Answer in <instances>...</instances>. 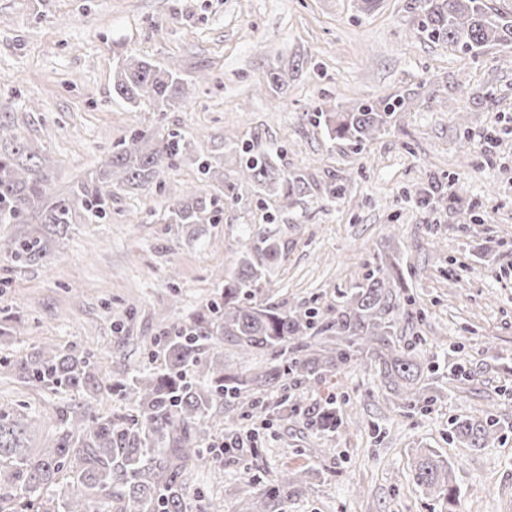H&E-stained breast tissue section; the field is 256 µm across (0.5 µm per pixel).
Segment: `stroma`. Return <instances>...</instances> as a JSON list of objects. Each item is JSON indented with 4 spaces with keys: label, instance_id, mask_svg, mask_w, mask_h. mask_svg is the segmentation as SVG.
Instances as JSON below:
<instances>
[{
    "label": "stroma",
    "instance_id": "stroma-1",
    "mask_svg": "<svg viewBox=\"0 0 512 512\" xmlns=\"http://www.w3.org/2000/svg\"><path fill=\"white\" fill-rule=\"evenodd\" d=\"M0 0V151L27 143L50 160L49 187L70 193L135 129L171 130L193 156L159 185L114 188L104 219L78 214L51 264L17 267L0 256V407L31 418V443L55 431V411L78 393L34 386L15 369L56 344L92 356L98 409L134 413L119 384L165 370L168 327L220 292L244 237L285 248L262 298L327 308L388 257L404 270L411 303L397 337L423 367L430 404L389 393L373 366L355 361L331 382L308 381L292 398L331 401L344 428L321 432L293 415L282 394L262 414L241 407L205 426L200 446L259 428L245 458L203 455L186 512L200 504L237 512L245 480H289L278 512H512V46L478 57L417 30L410 0ZM179 68L188 103L134 109L112 93L119 58ZM284 71L279 101L262 90ZM401 99L388 131L362 145L330 138L316 109ZM272 153L310 183L293 202L244 191L220 223L169 224V205L200 186L197 161L237 178L240 145ZM346 186L327 197V182ZM455 207L422 205L432 183ZM479 216L462 225L466 210ZM462 365L466 380L451 373ZM491 417L486 448L453 442L458 417ZM453 467L455 497L414 480L421 450Z\"/></svg>",
    "mask_w": 512,
    "mask_h": 512
}]
</instances>
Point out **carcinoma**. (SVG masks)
Masks as SVG:
<instances>
[{
	"instance_id": "cac0c4a2",
	"label": "carcinoma",
	"mask_w": 512,
	"mask_h": 512,
	"mask_svg": "<svg viewBox=\"0 0 512 512\" xmlns=\"http://www.w3.org/2000/svg\"><path fill=\"white\" fill-rule=\"evenodd\" d=\"M423 16L428 36L477 55L489 45L512 44V18L495 12L486 0H412ZM113 91L137 108L145 99L160 112L178 109L189 98L187 81L178 69L162 68L142 59L117 63ZM404 103L376 106L357 102L344 112H327L326 126L336 137L359 146L386 131ZM190 157V143L174 132L136 130L118 142L89 180L74 189V199L57 198L45 184L48 159L21 142L0 154V224L20 226L0 238V255L18 266L51 262L53 243L74 223V202L88 217H98L112 196V185L148 187ZM239 176L230 180L220 163L198 164L218 194L195 189L168 208V224H215L219 198L237 200L243 190L273 191L284 200L309 188L306 176L276 166L271 154L239 159ZM35 217L38 224L28 223ZM284 244L262 236L243 244L235 272L224 277L222 297L198 310L189 322L172 324L174 337L165 347L166 372L132 376L120 385L135 401L132 417L99 414L94 394L95 362L66 353L56 345L41 349L35 359L16 368L36 386L69 387L83 391L77 405L58 411L51 442L37 451L30 446L31 421L21 412L0 409V512H186V500L198 447L195 430L221 412H232L250 400L263 408L260 394L268 388L297 389L310 379L337 376L358 355L376 365L381 383L408 399L419 393V364L395 340L398 317L410 304L397 261L369 269L353 288L339 294L326 311L303 309L286 302L253 304L261 281L282 256ZM220 341L241 356L273 351L288 357L261 372H228L219 356H205ZM193 368L209 381L202 388L186 376ZM317 430L333 432L343 415L333 403L291 406ZM497 423L463 418L452 423V440L484 448L497 439ZM451 467L440 455L420 456L414 479L433 493L452 496ZM71 493L55 498L60 480Z\"/></svg>"
}]
</instances>
